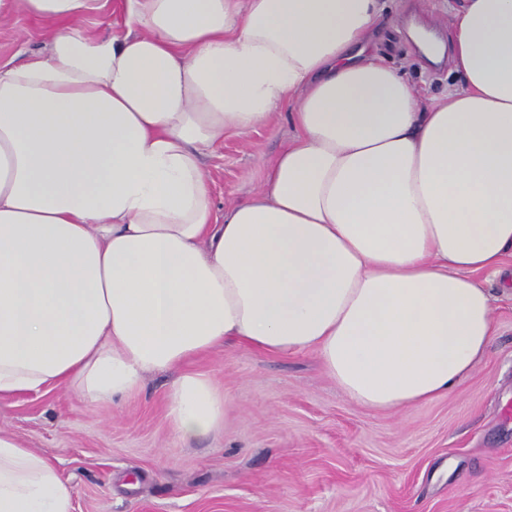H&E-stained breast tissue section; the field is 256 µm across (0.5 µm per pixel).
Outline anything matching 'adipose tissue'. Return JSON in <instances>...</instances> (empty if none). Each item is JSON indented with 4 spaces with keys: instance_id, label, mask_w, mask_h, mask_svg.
<instances>
[{
    "instance_id": "ef3b65f1",
    "label": "adipose tissue",
    "mask_w": 512,
    "mask_h": 512,
    "mask_svg": "<svg viewBox=\"0 0 512 512\" xmlns=\"http://www.w3.org/2000/svg\"><path fill=\"white\" fill-rule=\"evenodd\" d=\"M0 0L51 23L0 65V398L58 387L116 402L178 370L183 441L224 395L188 361L219 345L315 350L360 405L448 394L486 355L477 280L512 255V0H457L458 84L422 104L371 44L380 0ZM289 104L296 135L215 219L200 167ZM0 512H74L73 488L0 433ZM100 1V10L79 17L74 22L75 26L89 35L107 31H112L114 35L125 33V0Z\"/></svg>"
}]
</instances>
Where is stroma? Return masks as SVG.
I'll return each instance as SVG.
<instances>
[{
	"instance_id": "obj_1",
	"label": "stroma",
	"mask_w": 512,
	"mask_h": 512,
	"mask_svg": "<svg viewBox=\"0 0 512 512\" xmlns=\"http://www.w3.org/2000/svg\"><path fill=\"white\" fill-rule=\"evenodd\" d=\"M456 0H386L375 50L423 100L458 78L425 67L404 21L449 23ZM125 0L76 19L86 34L125 33ZM49 27L23 13L0 19V64L44 54ZM296 131L286 108L203 155L215 217L263 184ZM492 295L486 356L448 394L375 410L347 395L310 350L286 356L219 347L189 364L224 393V429L182 442L170 415L174 373H151L121 402L73 389L0 399V432L55 465L74 512H512V257L482 276Z\"/></svg>"
}]
</instances>
